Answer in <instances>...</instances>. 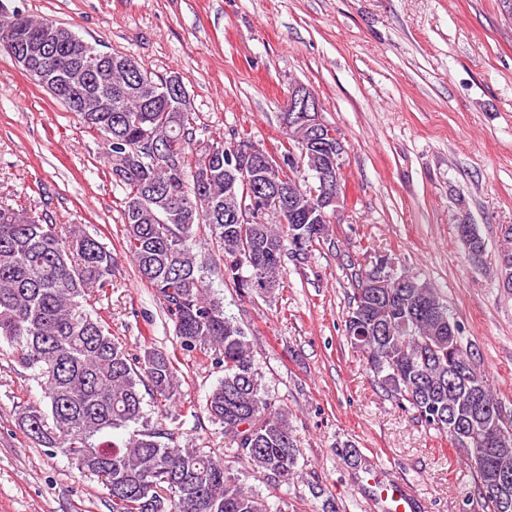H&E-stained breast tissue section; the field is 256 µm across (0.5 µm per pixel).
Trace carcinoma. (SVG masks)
Masks as SVG:
<instances>
[{
	"label": "carcinoma",
	"instance_id": "cac0c4a2",
	"mask_svg": "<svg viewBox=\"0 0 512 512\" xmlns=\"http://www.w3.org/2000/svg\"><path fill=\"white\" fill-rule=\"evenodd\" d=\"M49 19L33 20L0 3V50L24 48ZM83 58L97 74L79 116L101 135L112 177L125 186L123 245L139 277L174 322L186 352L213 351L224 378L212 388L205 409L224 428L233 457L276 486L297 475L298 448L288 411L265 394L240 325L224 314L223 299L211 291L197 259L195 226H209L224 258V276L239 292L272 298L280 288L284 255L301 262L328 240L329 224H306L286 215V223L234 224L241 205H262L259 190L224 179V148H193L192 110L174 112L143 70L129 75L102 58ZM152 135L165 153L142 152ZM280 156L295 208H312L320 182L298 178L290 158L297 139L286 135ZM469 257L481 261L484 243L472 224L457 225ZM304 238L296 247L295 239ZM497 270L512 288V224L500 228ZM251 259L236 268L238 257ZM112 251L80 225L59 235L28 213L0 209V341L13 349L16 363L30 370L44 405L23 409L19 426L38 445L68 456L78 469L101 478L112 512H271L268 502L240 483L220 457L200 448L169 445L163 426L143 412L144 395L168 401L179 393L170 355L147 346L132 357L112 339L109 323L89 310L93 294L112 284ZM404 288H369L354 273L353 306L345 332L380 384L407 403L427 429L448 432V419L471 428L463 449L479 483L486 512H501L512 500V416L502 415L472 345L435 288L413 275ZM139 423L142 430L122 445L95 443L109 430Z\"/></svg>",
	"mask_w": 512,
	"mask_h": 512
}]
</instances>
